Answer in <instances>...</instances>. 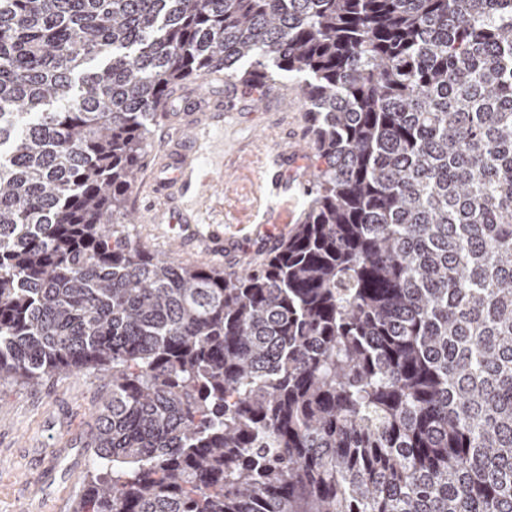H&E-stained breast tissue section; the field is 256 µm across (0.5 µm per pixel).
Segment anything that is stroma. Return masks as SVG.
<instances>
[{
    "label": "stroma",
    "mask_w": 512,
    "mask_h": 512,
    "mask_svg": "<svg viewBox=\"0 0 512 512\" xmlns=\"http://www.w3.org/2000/svg\"><path fill=\"white\" fill-rule=\"evenodd\" d=\"M214 98L229 114L212 130L217 150L198 161L192 196L202 219L198 234L136 218L126 231L157 255L239 271L262 263L303 221L315 161L299 79L261 94L220 72L177 85L141 159L128 208L151 199L162 154L185 131L184 101ZM276 171L285 187L272 184ZM108 395L107 379L82 372L35 386L0 384V512H73L94 456L96 412Z\"/></svg>",
    "instance_id": "stroma-1"
}]
</instances>
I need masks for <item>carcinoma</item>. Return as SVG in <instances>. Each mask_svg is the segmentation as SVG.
I'll return each mask as SVG.
<instances>
[{
  "mask_svg": "<svg viewBox=\"0 0 512 512\" xmlns=\"http://www.w3.org/2000/svg\"><path fill=\"white\" fill-rule=\"evenodd\" d=\"M301 74L303 223L133 243L175 84ZM112 372L74 512H512V0H0V381Z\"/></svg>",
  "mask_w": 512,
  "mask_h": 512,
  "instance_id": "carcinoma-1",
  "label": "carcinoma"
}]
</instances>
